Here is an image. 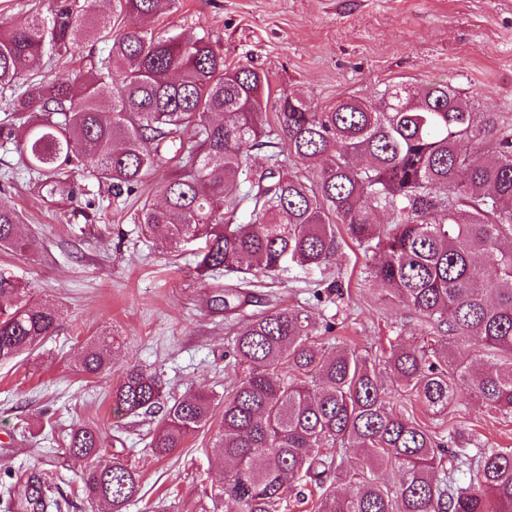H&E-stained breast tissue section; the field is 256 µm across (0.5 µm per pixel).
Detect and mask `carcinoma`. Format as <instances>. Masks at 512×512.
I'll return each instance as SVG.
<instances>
[{
    "label": "carcinoma",
    "mask_w": 512,
    "mask_h": 512,
    "mask_svg": "<svg viewBox=\"0 0 512 512\" xmlns=\"http://www.w3.org/2000/svg\"><path fill=\"white\" fill-rule=\"evenodd\" d=\"M114 2L130 21L116 35L108 19L69 3L49 21L0 17V92L83 43L111 41L86 72L45 77L9 100L29 172L67 189L81 171L119 198L171 149L177 171L161 204L144 203L145 235L173 252L203 241L202 273L246 262L265 275L328 261L341 224L360 245L376 241L375 280L419 316L437 347L393 348L385 366L397 386L388 387L367 358L327 351L305 311L270 301L244 313L255 284L243 276L208 300L217 313L243 315L228 351L242 375L224 396L169 401L155 373L133 366L113 404L161 415L149 443L158 457L183 447L222 405L213 452L231 463L224 512H283L287 494L309 485L320 490L318 512H512V449L475 447L460 430L431 433L397 408L417 401L440 416L464 388L512 410V246L502 247L512 241V128L434 83L387 85L375 99L350 95L326 107L284 91L271 123L265 72L226 66L206 35L187 40L137 25L173 0ZM261 149L265 167L239 184ZM377 211L388 223L372 222ZM27 247L19 213L0 205V249ZM60 320L26 286L0 277V361L32 353ZM466 338L479 342L481 373L457 346ZM113 349L112 337H94L78 371L110 368ZM67 449L85 463L84 502L126 512L140 491L137 471L93 464L102 440L91 426H74ZM383 468L399 482L380 479Z\"/></svg>",
    "instance_id": "1"
}]
</instances>
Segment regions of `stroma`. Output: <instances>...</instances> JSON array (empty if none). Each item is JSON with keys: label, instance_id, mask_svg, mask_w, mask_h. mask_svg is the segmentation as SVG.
<instances>
[{"label": "stroma", "instance_id": "stroma-1", "mask_svg": "<svg viewBox=\"0 0 512 512\" xmlns=\"http://www.w3.org/2000/svg\"><path fill=\"white\" fill-rule=\"evenodd\" d=\"M144 26L209 35L226 65L267 73L273 101L284 89L325 106L374 97L388 84L438 83L512 125V0H177ZM169 173L163 155L121 198L80 175L60 196L26 170L15 143L0 140V204L20 213L28 239L25 252L0 250V276L26 283L61 313L56 333L35 352L0 361V512H34L40 495L79 501L82 465L66 453L76 425L100 430L98 464L117 459L139 473L141 492L127 512H224L217 491L225 470L211 452L220 418L160 458L148 447L156 418L112 409V389L130 366L157 373L170 399L220 393L238 380L224 356L237 318L207 306L235 273L199 276L191 253L165 252L138 229L142 204L159 201ZM338 242L328 263L293 264L263 278L255 309L273 294L314 324L337 319L333 338L372 359L399 341L424 346L418 316L379 290L373 248L343 235ZM337 283L341 297L317 301L315 291ZM104 334L115 341L111 370L81 374L86 343ZM407 410L429 430L458 428L479 447L512 448V411L467 391L442 418L417 403Z\"/></svg>", "mask_w": 512, "mask_h": 512}]
</instances>
